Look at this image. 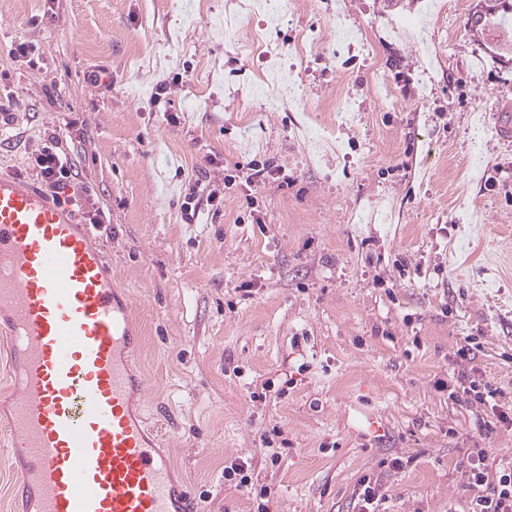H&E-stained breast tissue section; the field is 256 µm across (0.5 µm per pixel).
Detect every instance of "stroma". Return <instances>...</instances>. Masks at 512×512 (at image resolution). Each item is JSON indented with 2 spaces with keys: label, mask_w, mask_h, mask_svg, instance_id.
<instances>
[{
  "label": "stroma",
  "mask_w": 512,
  "mask_h": 512,
  "mask_svg": "<svg viewBox=\"0 0 512 512\" xmlns=\"http://www.w3.org/2000/svg\"><path fill=\"white\" fill-rule=\"evenodd\" d=\"M503 98L512 0H0V173L36 182L60 137L194 512H257L242 460L266 512H355L365 475L386 512H466L468 464L512 460V424L449 395L468 365L512 409V140L480 129ZM253 161L283 175L250 207ZM204 174L219 203L186 219ZM249 468H251V463L248 466L244 461H242V463H231V466H225L224 468V478L225 480L236 482V487L247 488L250 486V490L254 489V492L256 493V500H265L270 495L271 490L265 485L252 487L255 485L252 483Z\"/></svg>",
  "instance_id": "1"
}]
</instances>
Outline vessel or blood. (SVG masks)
<instances>
[{
    "mask_svg": "<svg viewBox=\"0 0 512 512\" xmlns=\"http://www.w3.org/2000/svg\"><path fill=\"white\" fill-rule=\"evenodd\" d=\"M512 137V104L488 118ZM0 337L17 386L8 439L28 512H193L148 437L131 357L141 338L89 225L40 189L0 175Z\"/></svg>",
    "mask_w": 512,
    "mask_h": 512,
    "instance_id": "vessel-or-blood-1",
    "label": "vessel or blood"
}]
</instances>
